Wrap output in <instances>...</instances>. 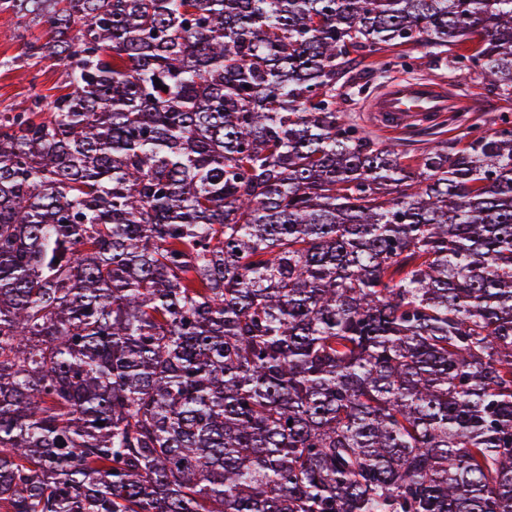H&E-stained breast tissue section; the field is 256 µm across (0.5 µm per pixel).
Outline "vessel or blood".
<instances>
[{
	"mask_svg": "<svg viewBox=\"0 0 512 512\" xmlns=\"http://www.w3.org/2000/svg\"><path fill=\"white\" fill-rule=\"evenodd\" d=\"M457 103L446 87L434 80L397 79L370 104L378 128L397 133L449 111Z\"/></svg>",
	"mask_w": 512,
	"mask_h": 512,
	"instance_id": "1",
	"label": "vessel or blood"
}]
</instances>
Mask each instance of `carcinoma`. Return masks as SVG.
I'll return each mask as SVG.
<instances>
[{
  "mask_svg": "<svg viewBox=\"0 0 512 512\" xmlns=\"http://www.w3.org/2000/svg\"><path fill=\"white\" fill-rule=\"evenodd\" d=\"M0 6L71 88L0 112V512H512V119L337 106L421 45L511 102L512 0Z\"/></svg>",
  "mask_w": 512,
  "mask_h": 512,
  "instance_id": "cac0c4a2",
  "label": "carcinoma"
}]
</instances>
